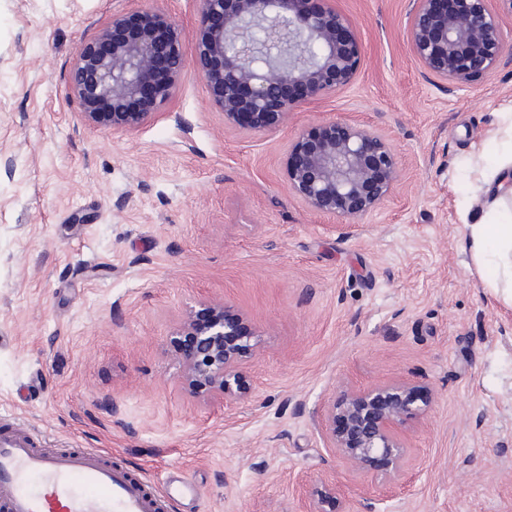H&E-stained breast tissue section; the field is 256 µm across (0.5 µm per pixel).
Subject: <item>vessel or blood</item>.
<instances>
[{
  "mask_svg": "<svg viewBox=\"0 0 512 512\" xmlns=\"http://www.w3.org/2000/svg\"><path fill=\"white\" fill-rule=\"evenodd\" d=\"M166 497L95 448H43L0 421V512H166Z\"/></svg>",
  "mask_w": 512,
  "mask_h": 512,
  "instance_id": "vessel-or-blood-1",
  "label": "vessel or blood"
}]
</instances>
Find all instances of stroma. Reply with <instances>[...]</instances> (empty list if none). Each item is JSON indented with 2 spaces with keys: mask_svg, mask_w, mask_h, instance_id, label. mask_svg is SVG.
I'll return each mask as SVG.
<instances>
[{
  "mask_svg": "<svg viewBox=\"0 0 512 512\" xmlns=\"http://www.w3.org/2000/svg\"><path fill=\"white\" fill-rule=\"evenodd\" d=\"M362 46L348 87L273 132L225 126L186 66L143 129L83 125L70 90L81 46L113 15L158 8L192 52L199 0H0V412L51 448H100L170 512H512V309L463 250L475 187L512 111V57L455 92L404 33L412 0H336ZM379 130L402 178L345 224L311 212L282 162L303 129ZM243 316L249 399L191 395L178 330L202 301ZM427 389L399 428L396 479L329 448L345 390ZM336 499L318 503L317 487Z\"/></svg>",
  "mask_w": 512,
  "mask_h": 512,
  "instance_id": "1",
  "label": "stroma"
}]
</instances>
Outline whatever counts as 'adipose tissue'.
Returning <instances> with one entry per match:
<instances>
[{"mask_svg":"<svg viewBox=\"0 0 512 512\" xmlns=\"http://www.w3.org/2000/svg\"><path fill=\"white\" fill-rule=\"evenodd\" d=\"M490 139L497 145L494 156L478 154L469 169L481 217L466 225V247L479 268L491 270L490 293L512 309V114Z\"/></svg>","mask_w":512,"mask_h":512,"instance_id":"1","label":"adipose tissue"}]
</instances>
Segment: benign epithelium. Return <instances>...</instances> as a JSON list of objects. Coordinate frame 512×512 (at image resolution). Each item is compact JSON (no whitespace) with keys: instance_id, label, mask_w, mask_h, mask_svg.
I'll list each match as a JSON object with an SVG mask.
<instances>
[{"instance_id":"7a95c632","label":"benign epithelium","mask_w":512,"mask_h":512,"mask_svg":"<svg viewBox=\"0 0 512 512\" xmlns=\"http://www.w3.org/2000/svg\"><path fill=\"white\" fill-rule=\"evenodd\" d=\"M305 0H200L194 31V66L224 117L246 133L272 132L303 105L350 85L361 46L334 0L307 10ZM491 0H413L405 29L423 71L452 92L493 70L512 47ZM112 23L80 51L71 90L83 123L131 133L156 118L172 100L186 66L181 36L165 14L145 10ZM286 24L288 47L256 39ZM289 190L307 209L359 218L376 209L399 182V161L379 132L348 120H329L300 131L283 165ZM179 335L182 380L203 397L247 399L245 368L252 356L242 315L222 300L202 303ZM430 400L406 383L347 390L327 414L326 440L366 474L400 470L404 447L398 429L423 414Z\"/></svg>"}]
</instances>
